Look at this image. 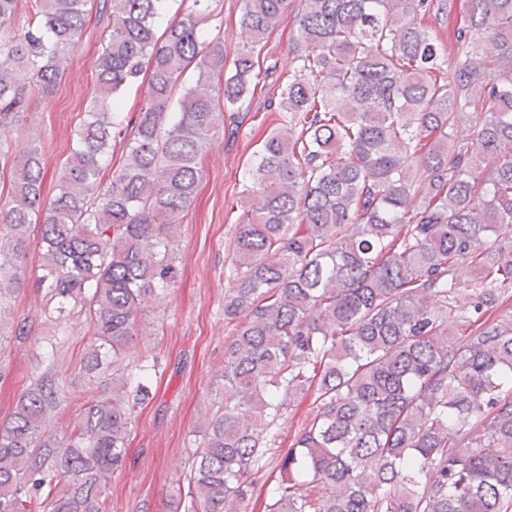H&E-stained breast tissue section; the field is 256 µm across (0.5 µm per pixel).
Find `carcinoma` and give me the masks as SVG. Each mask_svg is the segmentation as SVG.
Here are the masks:
<instances>
[{"label":"carcinoma","mask_w":512,"mask_h":512,"mask_svg":"<svg viewBox=\"0 0 512 512\" xmlns=\"http://www.w3.org/2000/svg\"><path fill=\"white\" fill-rule=\"evenodd\" d=\"M0 0V276L20 279L39 226L41 315L83 317L86 374L110 385L51 431L70 399L40 354L0 422V512H108L156 358L131 344L166 300L202 157L261 79L289 0H243L248 49L226 70L200 41L207 0L155 33L165 0H102L112 18L74 146L43 194L34 91L60 79L91 0ZM307 52L280 82L282 126L251 165L232 245L221 397L193 427L185 512H512V0H463L448 55L422 19L455 0H303ZM197 78L183 80L189 69ZM148 78L140 108L118 95ZM483 112L453 140L463 113ZM122 162L103 178L112 142ZM419 204H412L416 183ZM466 265L472 277L460 281ZM312 411L278 457V422ZM310 403L311 401L309 397L303 398L302 401H300V398L296 399L291 403V406L288 407L282 419L279 421L283 435H291V438L286 439L285 443H287V446L292 439V435L294 430L297 428L298 423H300L301 420L304 419L305 415H307L310 408Z\"/></svg>","instance_id":"1"}]
</instances>
